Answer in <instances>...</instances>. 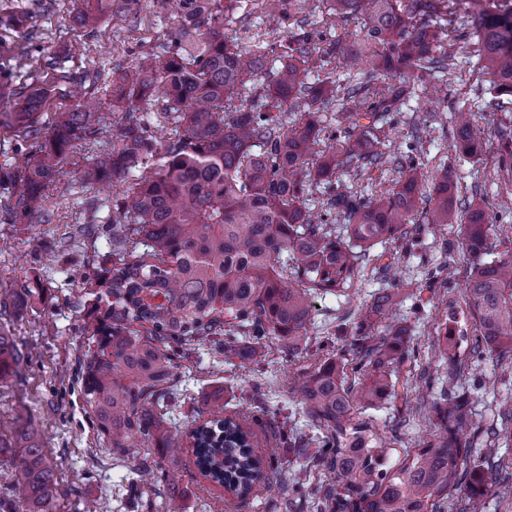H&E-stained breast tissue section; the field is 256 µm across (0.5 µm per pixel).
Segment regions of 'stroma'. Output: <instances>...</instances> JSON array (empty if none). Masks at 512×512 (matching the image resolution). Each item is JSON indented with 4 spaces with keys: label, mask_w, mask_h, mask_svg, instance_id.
I'll use <instances>...</instances> for the list:
<instances>
[{
    "label": "stroma",
    "mask_w": 512,
    "mask_h": 512,
    "mask_svg": "<svg viewBox=\"0 0 512 512\" xmlns=\"http://www.w3.org/2000/svg\"><path fill=\"white\" fill-rule=\"evenodd\" d=\"M25 20L32 35V68H42L44 54L57 52L66 68L98 70L104 80L129 67L141 46L165 43L179 23L165 0H140L133 11L105 16L97 36L87 35L74 20L73 0H0V16ZM322 32L326 38H354L360 20L351 18L338 27L327 26L323 0H306L300 19L290 18L286 0H224V31L250 53H270L286 43L299 26ZM476 58L458 59L452 76L425 77L414 98L398 112L389 113L391 154L414 158L424 176V189L441 172L457 181L459 197L476 202L487 211L492 250L484 261L512 257V158L501 155L502 134L512 133V112L488 108L489 97ZM483 109L477 120L484 151L480 158L460 157L456 143V118L464 108ZM428 135L416 140L415 131ZM64 179L71 186L67 195L50 190L49 224H7L0 220V299L27 286L36 291L31 309L7 326L25 359L18 376L0 384V435H11L27 419L43 423V446L54 463L58 491L54 512H82L85 502H96L99 512H151L145 500L130 496L129 487L137 473L112 458V447L82 399L79 359L88 349L84 333L86 313L77 308L84 278L99 274L103 258L111 249L108 218L111 202L98 213L85 211L82 202L93 189L80 180L79 170L65 164ZM391 166L364 172L356 169L338 173L332 184L312 188L308 205L319 210L332 191L351 188L372 197L391 187ZM410 239L376 245L371 261L352 287L341 295L315 298L316 323L310 330V352L315 357L343 355L356 338L358 313L378 289L389 287L383 267L395 262L404 282L400 304L379 326L404 328L408 356L396 379L394 392L363 414L370 429L382 440L387 463L400 465L407 451L417 448L433 431L432 413L421 409L422 401L440 397L439 381L445 370L434 346L445 306H456L459 316L455 331L474 334L475 323L465 311V288L472 259L462 249L459 229L454 224L425 223L415 213ZM271 368L283 377L280 389L268 401L267 428L257 432V453L279 448L288 460L289 472L311 481L315 474L306 458L278 447L276 438L283 427L304 426L300 394L288 384V376L299 373L300 361L290 360L280 348H272ZM254 375L211 374L208 361L191 364L181 382L187 399L182 414H190L203 396L223 389L225 400L248 406ZM457 395L467 399L482 432L467 434L472 450L464 466L470 476L485 474V460L502 463L512 473V436L494 439L486 432L497 421L501 398L512 396V361L489 356L472 364ZM182 494L174 502L175 512H275L281 494L260 491L240 500L208 482L194 465L191 448L182 453Z\"/></svg>",
    "instance_id": "35a3bbf8"
}]
</instances>
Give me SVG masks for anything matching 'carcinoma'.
Wrapping results in <instances>:
<instances>
[{
  "instance_id": "cac0c4a2",
  "label": "carcinoma",
  "mask_w": 512,
  "mask_h": 512,
  "mask_svg": "<svg viewBox=\"0 0 512 512\" xmlns=\"http://www.w3.org/2000/svg\"><path fill=\"white\" fill-rule=\"evenodd\" d=\"M94 2L76 15L90 32L102 16L129 12L137 0ZM325 2L333 28L363 17L357 40L303 31L274 57L248 60L224 34L221 0H176L181 22L167 42L112 77V102L122 117L108 143L101 140L106 115L86 92L100 71L74 74L49 55L45 75L14 81V69L29 61L25 32L0 54V89L12 99L11 110L0 112V131L25 144L14 167L0 172V212L14 224L52 223L45 191H67L61 164L80 146L90 153L85 185L128 182L112 206L108 286L98 292L90 278L77 301L89 308L84 331L96 343L85 354L81 392L112 453L132 462L148 484L136 483L131 492L155 493L160 509L173 508L179 493L181 426L171 418L182 382L178 360L206 354L218 368L234 356L259 370L273 345L301 358L309 351L315 296L348 289L378 243L408 238L421 176L413 159L389 156L384 119L416 94L417 79L447 74L472 45L489 83L488 106L512 105V7L485 9L470 0L475 10L450 20L448 0ZM326 58L344 72L364 60L372 70L343 84L310 79ZM268 65L275 74L261 99L246 96ZM397 76L400 85L387 82ZM67 84L80 88L76 103L44 118ZM337 99L352 106V125L326 136L321 112ZM159 100L165 126L154 130L144 113ZM457 144L465 158L483 153L467 121L459 124ZM386 162L398 173L388 191L368 198L346 189L323 200L346 234L312 219L305 203L312 187L331 182L345 164L365 171ZM424 220L459 225L474 258L466 294L477 336L465 359L450 353L458 347L454 332L437 342L448 385L456 386L470 361L512 359V259L482 260L488 214L472 203L459 214L458 185L446 172L435 180ZM34 295L23 288L11 302L1 300L0 316H21ZM401 295L400 288H381L361 309L351 359L328 356L303 369L302 412L324 448L316 461L325 479L309 491L313 512H445L448 499L463 491L459 512H482L493 486L467 480L468 448L449 432L468 427L474 414L446 389L434 403L435 433L395 470L384 468L383 449L370 446L368 426L356 420L390 395L392 375L405 360L403 330L372 332ZM23 360L0 325L1 384ZM257 424L259 415L224 401L223 391L206 395L188 429L200 474L240 499L273 486L304 497V484L288 481V469L278 465L279 449L255 453ZM42 438V427L27 420L10 440L0 436V456L9 454L15 465L25 512L55 508L57 477ZM154 450L164 461L152 459Z\"/></svg>"
}]
</instances>
